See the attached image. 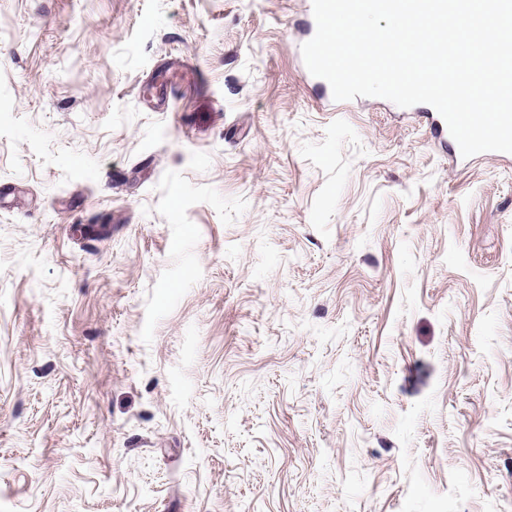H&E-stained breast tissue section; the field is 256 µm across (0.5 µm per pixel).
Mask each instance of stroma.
Wrapping results in <instances>:
<instances>
[{
  "mask_svg": "<svg viewBox=\"0 0 512 512\" xmlns=\"http://www.w3.org/2000/svg\"><path fill=\"white\" fill-rule=\"evenodd\" d=\"M306 21L0 0V512H512V154Z\"/></svg>",
  "mask_w": 512,
  "mask_h": 512,
  "instance_id": "1",
  "label": "stroma"
}]
</instances>
